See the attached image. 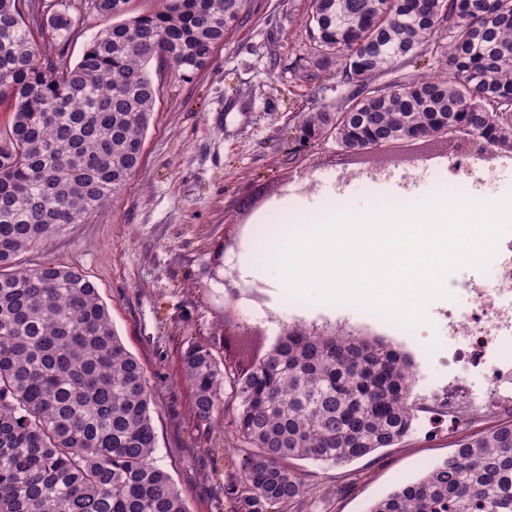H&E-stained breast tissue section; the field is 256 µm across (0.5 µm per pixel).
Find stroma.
Here are the masks:
<instances>
[{"label":"stroma","instance_id":"35a3bbf8","mask_svg":"<svg viewBox=\"0 0 512 512\" xmlns=\"http://www.w3.org/2000/svg\"><path fill=\"white\" fill-rule=\"evenodd\" d=\"M309 10L310 0H250L203 70L186 78L152 64L159 93L141 175L104 215L66 225L20 259L24 266L75 267L95 284L150 382L156 462L189 512H221L224 484L236 475L244 448L223 420L197 423L192 392L181 380V352L187 341L203 340L219 360H235L238 348L225 346L224 337L251 323V309L260 316L256 352L271 347L281 328L300 324L382 338L413 362L412 397L421 409L400 444L341 468L300 462L317 512H368L447 459L460 439L492 424L476 416L452 427L433 407V391L448 382L447 300L431 304L432 326L411 330L354 305L298 300L273 287L267 272H242L254 250L250 227L265 224L267 212L291 213L335 196L356 210L392 196L416 204L436 192L437 175L420 169L403 179L393 174L394 161L457 155L445 137L356 155L330 140L291 139L287 128L311 97L332 102L343 93L335 82L316 91L302 78L309 45L299 23ZM343 171L376 172L381 179L342 183ZM265 226L269 235L296 230Z\"/></svg>","mask_w":512,"mask_h":512}]
</instances>
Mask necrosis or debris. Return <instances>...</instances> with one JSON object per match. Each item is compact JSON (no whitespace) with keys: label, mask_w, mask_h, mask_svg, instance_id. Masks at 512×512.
I'll return each mask as SVG.
<instances>
[{"label":"necrosis or debris","mask_w":512,"mask_h":512,"mask_svg":"<svg viewBox=\"0 0 512 512\" xmlns=\"http://www.w3.org/2000/svg\"><path fill=\"white\" fill-rule=\"evenodd\" d=\"M489 154L484 142L472 139L448 172L475 184L494 180L496 170L486 164ZM492 265V277L463 276L447 283L448 384L437 400L453 425L512 410V232L500 239Z\"/></svg>","instance_id":"necrosis-or-debris-1"}]
</instances>
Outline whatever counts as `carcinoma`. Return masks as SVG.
Listing matches in <instances>:
<instances>
[{"instance_id": "1", "label": "carcinoma", "mask_w": 512, "mask_h": 512, "mask_svg": "<svg viewBox=\"0 0 512 512\" xmlns=\"http://www.w3.org/2000/svg\"><path fill=\"white\" fill-rule=\"evenodd\" d=\"M127 0H0V512H188L155 461L154 401L97 288L79 270L18 267L67 224L103 212L141 168L157 60L189 77L210 62L248 0H161L120 22ZM107 22L76 64L65 46ZM304 78L352 89L299 115L311 141L346 152L417 135H478L512 154V0H316ZM423 56L438 70L381 78ZM181 372L193 414L224 415L248 451L224 486L229 512H313L290 460L347 465L400 443L418 407L412 363L343 330L286 327L264 353L220 362L190 341ZM368 512H512V421Z\"/></svg>"}]
</instances>
